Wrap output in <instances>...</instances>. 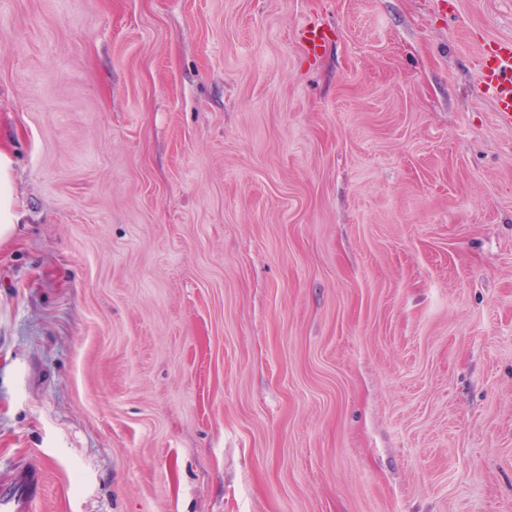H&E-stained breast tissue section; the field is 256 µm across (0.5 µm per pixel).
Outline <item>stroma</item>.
Returning <instances> with one entry per match:
<instances>
[{"label": "stroma", "instance_id": "1", "mask_svg": "<svg viewBox=\"0 0 512 512\" xmlns=\"http://www.w3.org/2000/svg\"><path fill=\"white\" fill-rule=\"evenodd\" d=\"M511 37L512 0H0L36 512H512ZM479 81L483 93L494 104L498 121L512 126V39L486 44Z\"/></svg>", "mask_w": 512, "mask_h": 512}]
</instances>
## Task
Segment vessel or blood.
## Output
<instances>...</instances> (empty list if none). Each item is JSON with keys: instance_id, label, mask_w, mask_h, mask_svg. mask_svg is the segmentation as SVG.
<instances>
[{"instance_id": "1", "label": "vessel or blood", "mask_w": 512, "mask_h": 512, "mask_svg": "<svg viewBox=\"0 0 512 512\" xmlns=\"http://www.w3.org/2000/svg\"><path fill=\"white\" fill-rule=\"evenodd\" d=\"M479 81L494 104L499 122L512 126V39L486 44ZM40 495L38 470L19 467L9 478H0V512H36Z\"/></svg>"}]
</instances>
